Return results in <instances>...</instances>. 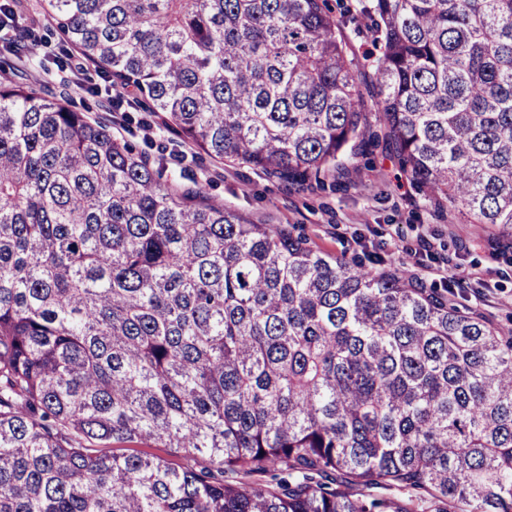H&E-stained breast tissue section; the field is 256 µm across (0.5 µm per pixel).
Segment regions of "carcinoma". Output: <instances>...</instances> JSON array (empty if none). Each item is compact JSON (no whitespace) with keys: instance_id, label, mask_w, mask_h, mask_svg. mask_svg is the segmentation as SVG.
I'll return each instance as SVG.
<instances>
[{"instance_id":"carcinoma-1","label":"carcinoma","mask_w":512,"mask_h":512,"mask_svg":"<svg viewBox=\"0 0 512 512\" xmlns=\"http://www.w3.org/2000/svg\"><path fill=\"white\" fill-rule=\"evenodd\" d=\"M45 4L214 159L308 188L382 139L428 199L512 235V0ZM0 512H512V333L0 81ZM362 32L360 34L354 33L352 29H347L348 41H349V53L350 55H354L355 62L357 63V70L355 74L359 75V78L365 77L368 79V76H371V61L372 59L368 57L371 51H374V48L371 44L370 39L368 38V32L365 27L366 23H369L366 19L361 20Z\"/></svg>"}]
</instances>
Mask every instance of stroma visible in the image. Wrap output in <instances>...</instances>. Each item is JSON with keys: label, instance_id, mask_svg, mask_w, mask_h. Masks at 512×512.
Wrapping results in <instances>:
<instances>
[{"label": "stroma", "instance_id": "stroma-1", "mask_svg": "<svg viewBox=\"0 0 512 512\" xmlns=\"http://www.w3.org/2000/svg\"><path fill=\"white\" fill-rule=\"evenodd\" d=\"M44 0H17L0 29V77L38 95L67 98L136 145L169 183L200 188L256 224H284L316 250L424 282L449 302L512 328V236L435 208L391 156L386 142L325 186L294 190L249 166L219 162L181 141L132 89L110 84L77 51H65Z\"/></svg>", "mask_w": 512, "mask_h": 512}]
</instances>
